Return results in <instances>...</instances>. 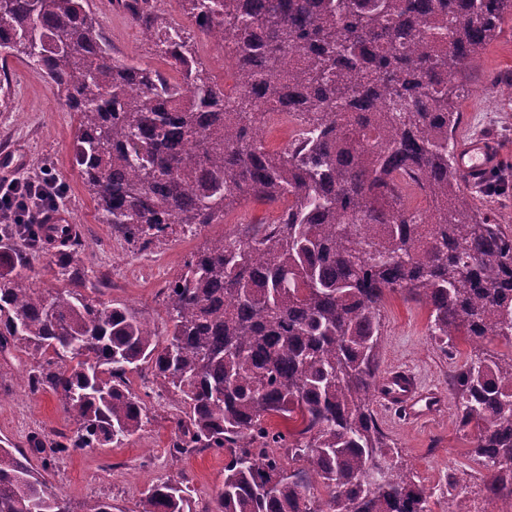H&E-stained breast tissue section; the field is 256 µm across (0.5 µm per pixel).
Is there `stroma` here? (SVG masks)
<instances>
[{
	"label": "stroma",
	"instance_id": "obj_1",
	"mask_svg": "<svg viewBox=\"0 0 512 512\" xmlns=\"http://www.w3.org/2000/svg\"><path fill=\"white\" fill-rule=\"evenodd\" d=\"M89 5L98 15L116 56L177 77V70L158 55L152 42L144 39L138 23L122 7L105 10L103 0H90ZM164 10L168 21L180 25L190 36L197 57L213 77L225 90H234L237 76L225 63L223 49L198 29L186 14L182 0H167ZM7 72L11 95L8 106H0V153L15 152L22 163L11 172L0 173V195L11 181L23 182L47 174L62 184L57 208L67 215L86 244L79 261L85 271L82 293L133 308L150 319L158 334H165V290L191 254L211 239L235 236L245 226L279 222L283 204L253 200L231 210L220 224L192 230L176 225L165 237L145 247L127 239L100 221L75 165L76 121L62 94L26 60L9 58ZM511 72L512 20L505 23L502 36L482 51L471 72L457 138H482L500 148L498 170L509 180L495 183L483 203L512 234V98L497 86L500 77ZM15 246L32 269L34 287L67 286V278L56 264L57 245L34 251L19 240ZM383 322L379 373L393 368L410 370L443 405L434 417L417 422L384 408L376 400L372 403L375 417L400 449L401 461L416 482L431 490L432 512H448V498L440 492L448 474H466L472 484L479 483L486 474L469 457L471 437L459 426L451 390L454 375L473 357V347L464 343L455 354L442 353L428 334L427 309L406 301L399 293L388 296ZM29 367L24 352L0 356V439L23 449L31 436L50 439L71 429L60 394L49 389L35 394L29 391ZM129 384L149 409L143 430L124 444L88 448L53 460L48 471L52 489L70 500L74 512H83L84 504L93 500L112 503L115 512H135L144 490L174 477L190 486L193 512H214L216 493L224 480L223 454L204 450L172 455L170 446L178 435L181 406L166 393L150 366L132 372Z\"/></svg>",
	"mask_w": 512,
	"mask_h": 512
}]
</instances>
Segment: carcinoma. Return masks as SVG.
<instances>
[{
  "label": "carcinoma",
  "instance_id": "1",
  "mask_svg": "<svg viewBox=\"0 0 512 512\" xmlns=\"http://www.w3.org/2000/svg\"><path fill=\"white\" fill-rule=\"evenodd\" d=\"M183 2L224 48L233 94L158 0L122 8L177 81L114 57L88 0H0V51L29 59L76 116L74 161L101 223L146 246L243 202L288 201L279 223L185 262L162 341L123 304L32 287L12 240L37 248L43 225L0 228V350L30 356L29 391L61 394L73 425L16 452L0 444V512H71L31 457L141 431L128 375L143 364L184 408L171 453L228 455L217 512H431L372 410L382 309L396 292L426 306L445 354L460 340L512 346V235L455 175L456 102L512 0ZM274 112L299 125L280 152L261 138ZM55 232L75 284L86 244ZM452 386L488 504L512 512V354L481 352ZM272 416L288 427H267ZM284 445L288 459L270 452ZM187 494L168 478L136 512H189Z\"/></svg>",
  "mask_w": 512,
  "mask_h": 512
}]
</instances>
